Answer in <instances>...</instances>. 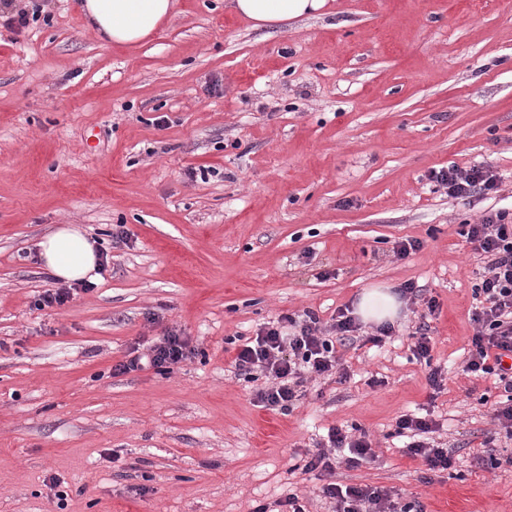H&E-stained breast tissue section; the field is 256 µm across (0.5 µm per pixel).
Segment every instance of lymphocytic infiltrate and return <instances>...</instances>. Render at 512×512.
Returning a JSON list of instances; mask_svg holds the SVG:
<instances>
[{
  "label": "lymphocytic infiltrate",
  "instance_id": "lymphocytic-infiltrate-1",
  "mask_svg": "<svg viewBox=\"0 0 512 512\" xmlns=\"http://www.w3.org/2000/svg\"><path fill=\"white\" fill-rule=\"evenodd\" d=\"M429 178L455 199L486 196L499 188L498 176L484 167L463 170L451 166L430 173ZM461 234L486 259L482 279L474 289L484 304L471 316L475 333L464 371L477 379L495 378L502 386L505 398L492 405L491 417L499 432L512 440V211H488L480 223L463 225ZM360 329L357 318L346 310L339 311L327 326L310 310L300 319L281 315L261 327L256 336L245 338L236 351L235 373L264 377L265 386L256 392L258 405L288 412L307 380L340 373L336 348L360 341ZM195 354L185 337L169 331L146 350L132 348L123 360L113 364L111 372L116 377L147 367L169 372ZM436 431L434 421L414 414L401 415L396 421L398 436L407 440L405 453L422 458L429 470L445 471L453 468L454 461L448 450L436 443ZM375 457L366 433L352 434L332 427L326 441L307 450L303 468L331 477L337 465L355 468ZM323 493L334 500L336 512H415L414 503L396 506L390 491L380 487H343L330 482Z\"/></svg>",
  "mask_w": 512,
  "mask_h": 512
}]
</instances>
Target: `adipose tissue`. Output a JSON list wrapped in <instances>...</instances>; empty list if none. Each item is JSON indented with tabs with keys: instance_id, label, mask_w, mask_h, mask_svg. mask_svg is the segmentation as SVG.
Wrapping results in <instances>:
<instances>
[{
	"instance_id": "ef3b65f1",
	"label": "adipose tissue",
	"mask_w": 512,
	"mask_h": 512,
	"mask_svg": "<svg viewBox=\"0 0 512 512\" xmlns=\"http://www.w3.org/2000/svg\"><path fill=\"white\" fill-rule=\"evenodd\" d=\"M326 0H231V7L254 27L293 21L324 8ZM94 32L109 43L134 46L153 35L171 17L176 0H77ZM41 266L54 279L65 282L98 281L99 249L87 232L63 224L38 244ZM401 303L390 287L376 285L361 294L355 313L363 322L394 321Z\"/></svg>"
}]
</instances>
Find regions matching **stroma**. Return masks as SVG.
Listing matches in <instances>:
<instances>
[{"label":"stroma","mask_w":512,"mask_h":512,"mask_svg":"<svg viewBox=\"0 0 512 512\" xmlns=\"http://www.w3.org/2000/svg\"><path fill=\"white\" fill-rule=\"evenodd\" d=\"M228 2L178 0L130 49L92 33L74 0L0 25V512H253L291 493L332 512L301 463L342 425L377 458L337 483L424 512H512V466L474 462L512 441L490 440L479 402L500 388L462 372L485 259L460 234L512 209V0H330L261 28ZM453 165L489 168L498 191L450 198L428 174ZM61 224L97 239L108 267L38 310L54 282L37 244ZM406 239L421 246L397 258ZM407 281L423 298L391 338L338 348L348 379L305 383L289 413L235 375L236 337L286 313L326 324ZM424 315L428 366L409 335ZM168 329L195 357L111 375ZM404 414L438 424L453 469L405 454ZM95 288V284L81 282L74 283L72 286L61 284L57 288H48L39 295V299L35 302L37 309L62 307L73 299L74 294L78 291L84 293L91 292Z\"/></svg>","instance_id":"obj_1"}]
</instances>
